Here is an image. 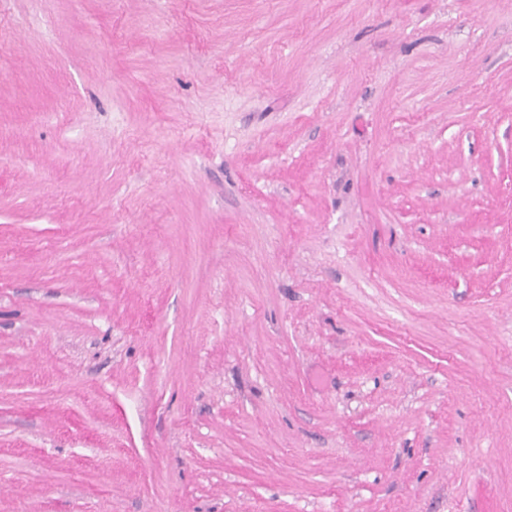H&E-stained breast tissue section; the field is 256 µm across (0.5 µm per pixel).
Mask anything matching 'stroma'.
I'll return each instance as SVG.
<instances>
[{
    "mask_svg": "<svg viewBox=\"0 0 512 512\" xmlns=\"http://www.w3.org/2000/svg\"><path fill=\"white\" fill-rule=\"evenodd\" d=\"M0 512H512V0H0Z\"/></svg>",
    "mask_w": 512,
    "mask_h": 512,
    "instance_id": "stroma-1",
    "label": "stroma"
}]
</instances>
